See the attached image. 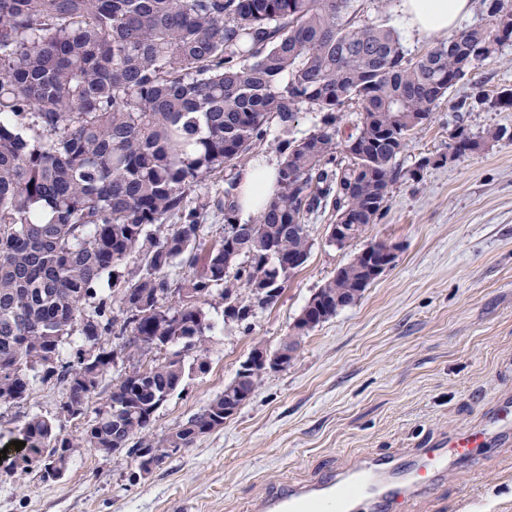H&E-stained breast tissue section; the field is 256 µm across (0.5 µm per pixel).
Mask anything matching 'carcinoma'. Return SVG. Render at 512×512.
<instances>
[{"label": "carcinoma", "mask_w": 512, "mask_h": 512, "mask_svg": "<svg viewBox=\"0 0 512 512\" xmlns=\"http://www.w3.org/2000/svg\"><path fill=\"white\" fill-rule=\"evenodd\" d=\"M483 6L481 21L413 57L383 7L365 17L364 0H0V404L53 381L61 415L85 419L73 435L26 416L25 470H66L74 448L125 449L136 462L145 448L188 450L224 426L225 409L250 402L268 376L260 341L253 365L200 411L155 430L158 409L207 365L206 304L236 324L274 306L311 254L315 214L358 225L339 243L327 236L354 246L392 186L420 177L397 158L458 82L474 94L457 112L512 107V88L490 95L476 72L512 41V4ZM351 105L359 121L341 140ZM302 112L318 123L288 137ZM273 123L287 138L262 212L241 221L234 177L224 200L187 208L202 183L263 147ZM449 140L461 156L512 143V129L475 135L458 121ZM213 205L223 235L203 250L200 219ZM176 265L186 272L174 278ZM364 269L360 253L340 267L281 347L296 352L354 305L372 283ZM153 350L166 356L144 364Z\"/></svg>", "instance_id": "carcinoma-1"}]
</instances>
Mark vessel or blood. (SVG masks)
Instances as JSON below:
<instances>
[{"instance_id":"1","label":"vessel or blood","mask_w":512,"mask_h":512,"mask_svg":"<svg viewBox=\"0 0 512 512\" xmlns=\"http://www.w3.org/2000/svg\"><path fill=\"white\" fill-rule=\"evenodd\" d=\"M488 435L474 431L432 448L426 461L407 466L388 457L365 458L343 473L326 472L309 484L293 483L264 497L258 512H375L410 497L433 495L440 477L471 457Z\"/></svg>"}]
</instances>
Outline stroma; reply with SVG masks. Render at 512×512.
Segmentation results:
<instances>
[{"label": "stroma", "mask_w": 512, "mask_h": 512, "mask_svg": "<svg viewBox=\"0 0 512 512\" xmlns=\"http://www.w3.org/2000/svg\"><path fill=\"white\" fill-rule=\"evenodd\" d=\"M450 89L398 162L433 160L421 181L393 185L387 207L355 247L328 245L330 213L313 215L304 268L250 328L215 324L205 371L186 378L156 413L164 432L230 383L254 340L277 349L312 295L357 251L384 241L393 266L360 300L305 336L288 369L270 374L251 402L193 448L140 475L126 453L78 449L53 483L0 469V512H253L268 491L340 472L365 455L405 460L490 426L512 404V144L490 143L448 159L452 106L472 94ZM62 390L37 384L21 405L0 406V448L24 416L62 417ZM512 437L450 471L431 497L392 512H512Z\"/></svg>", "instance_id": "stroma-1"}]
</instances>
